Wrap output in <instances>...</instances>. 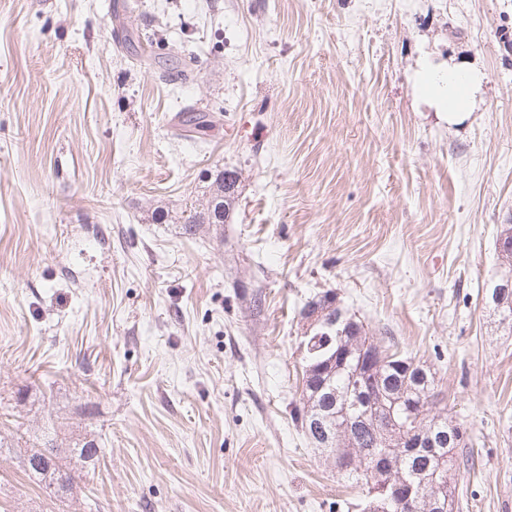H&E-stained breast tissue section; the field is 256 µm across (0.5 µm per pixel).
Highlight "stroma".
<instances>
[{
    "label": "stroma",
    "mask_w": 512,
    "mask_h": 512,
    "mask_svg": "<svg viewBox=\"0 0 512 512\" xmlns=\"http://www.w3.org/2000/svg\"><path fill=\"white\" fill-rule=\"evenodd\" d=\"M451 57L453 124L414 91ZM217 168L232 218L184 234ZM509 224L512 0H0V434L96 433L74 510L362 512L293 419L333 291L466 429L461 512H512ZM16 456L0 512H57ZM484 75L448 60L447 67L424 62L415 72V90L435 112L448 115V123L459 121L475 106L481 91ZM493 289L491 291L490 298H491L492 303L495 305L494 309L499 312V315L501 317L500 323L506 324L507 326H509L510 329H512V304L509 305L511 303V299H512L511 278L508 281L505 280L504 285L501 288H499V290L497 292V302L501 303V305H503L505 303H509L508 305H503L500 307L499 305L494 303V301L492 299Z\"/></svg>",
    "instance_id": "stroma-1"
}]
</instances>
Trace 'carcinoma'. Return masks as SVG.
I'll return each instance as SVG.
<instances>
[{
    "instance_id": "obj_1",
    "label": "carcinoma",
    "mask_w": 512,
    "mask_h": 512,
    "mask_svg": "<svg viewBox=\"0 0 512 512\" xmlns=\"http://www.w3.org/2000/svg\"><path fill=\"white\" fill-rule=\"evenodd\" d=\"M226 171L215 172L213 190L206 208L195 213L184 222L186 234L195 232L199 224H224L230 218L236 199L237 178L226 180ZM330 336V346L310 354L305 359L321 363L336 355L344 344L338 339V332L324 323L316 328L313 335ZM388 362L379 367L359 364L358 357L352 356L336 371L328 383L317 376L310 384L303 385L302 406L296 410V420L303 432H308L309 410L316 406L326 408L325 414L334 416L335 425L352 433L356 446L364 457H371L385 450L379 445L377 431L394 427V432L402 434V429L412 430V418L423 414L427 418L426 427L435 440L443 439L446 446L419 448L404 456L394 457L395 474L402 491L389 502L387 512H427L425 502L420 500L415 510L404 503V491L417 485L421 477H430L442 487V495L448 501L447 512L459 508V491L454 480L456 446L461 443L463 427L448 420V415L433 410L438 404L439 393L435 391L434 377L430 369L411 357L399 352H386ZM428 373L425 384H415L419 371ZM66 425L54 421L41 427L36 441L26 444L20 453V467L29 477L40 478L54 488L56 499L68 502L77 479L88 468L95 465L104 449L88 433L75 429L63 432ZM340 474L355 482L366 491L367 502L376 496L372 490L377 486L373 472L367 467H356L340 471Z\"/></svg>"
}]
</instances>
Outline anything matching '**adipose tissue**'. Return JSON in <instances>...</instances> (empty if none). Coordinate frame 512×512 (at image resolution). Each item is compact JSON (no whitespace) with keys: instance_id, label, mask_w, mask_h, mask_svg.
Masks as SVG:
<instances>
[{"instance_id":"adipose-tissue-1","label":"adipose tissue","mask_w":512,"mask_h":512,"mask_svg":"<svg viewBox=\"0 0 512 512\" xmlns=\"http://www.w3.org/2000/svg\"><path fill=\"white\" fill-rule=\"evenodd\" d=\"M483 82L481 71L452 61L444 67L426 62L415 73L418 95L452 123L473 110Z\"/></svg>"}]
</instances>
